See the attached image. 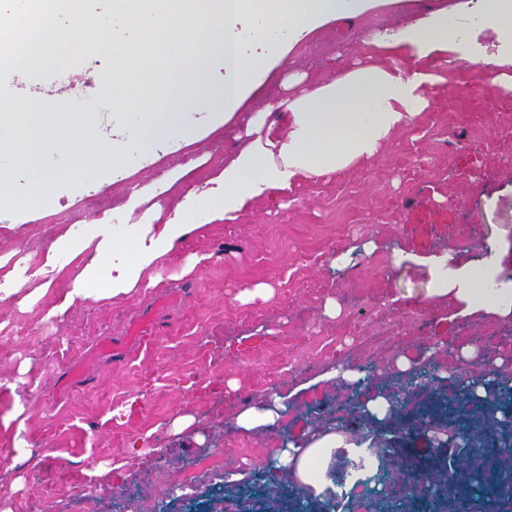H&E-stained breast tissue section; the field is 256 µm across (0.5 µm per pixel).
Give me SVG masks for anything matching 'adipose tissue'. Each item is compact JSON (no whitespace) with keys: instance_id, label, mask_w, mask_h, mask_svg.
I'll return each mask as SVG.
<instances>
[{"instance_id":"obj_1","label":"adipose tissue","mask_w":512,"mask_h":512,"mask_svg":"<svg viewBox=\"0 0 512 512\" xmlns=\"http://www.w3.org/2000/svg\"><path fill=\"white\" fill-rule=\"evenodd\" d=\"M398 0H114V10L138 29L127 40L110 31L120 63L102 76L112 100L106 123L76 122L64 104L43 97L22 99L17 111L0 114V218L22 225L24 205L55 202L53 185L83 174L120 181L180 151L199 137L239 122L238 147L223 168L202 180L198 159L162 173L154 192L168 206H152L142 224H69L55 234L37 266L0 255V302L19 305L45 296L62 276L71 286L56 297L48 317L65 316L89 303L106 304L156 287L159 267L192 237L215 223L238 221L258 204L287 195L303 182H325L367 163L393 136L429 107L428 92L442 83L436 56L462 50L456 23L438 11L396 28L375 30L362 66L337 71L295 94L287 86L267 96L256 111L240 114L253 92L274 80L281 62L302 40L336 20H352ZM407 63H399L402 55ZM393 65L379 63V56ZM180 67L169 73L165 61ZM223 63L220 89L210 86L212 61ZM65 150L71 171L51 167ZM38 166L25 204L13 197L15 173ZM500 253L489 242L478 264H459L451 252L433 256V298H452L459 316L512 318V281L499 276ZM375 437L327 426L279 448L275 471L322 496L334 485L325 474L336 450L350 456L378 447Z\"/></svg>"}]
</instances>
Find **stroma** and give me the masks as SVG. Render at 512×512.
Returning <instances> with one entry per match:
<instances>
[{"instance_id": "stroma-1", "label": "stroma", "mask_w": 512, "mask_h": 512, "mask_svg": "<svg viewBox=\"0 0 512 512\" xmlns=\"http://www.w3.org/2000/svg\"><path fill=\"white\" fill-rule=\"evenodd\" d=\"M366 23H328L289 53L285 71L318 79L335 73L362 47ZM462 39L473 56L512 49L479 19L466 20ZM117 65L104 42L54 68L18 60L16 69L0 70V109L41 93L99 112L98 79ZM439 67L447 81L431 90L430 108L370 162L299 184L285 207L262 205L240 223L189 239L183 254L210 255L193 274L181 275V260H173L158 287L60 319L46 312L55 293L69 288L64 277L54 294L27 307L0 303V482L10 487L0 510L80 512L90 470L101 473L110 512H374L381 496L400 506L418 501L422 474L445 453L431 432L410 436L395 422L371 467L380 478L375 491L319 499L264 461L286 439L340 418L373 432L352 413L350 398L434 370L422 340L441 342L457 375L471 377L479 366L460 355L466 336L512 325L493 316L471 322L457 316L451 299L427 296V256L450 249L464 263L481 258L488 240L512 246V93L466 61ZM237 131L230 124L128 179H92L53 207L28 208L22 231L0 226V254L40 257L52 230L111 216L131 188L148 186L179 158H201L196 176L208 177L222 169ZM342 186L356 210L351 223L339 220ZM399 250L412 261L394 265ZM259 283L270 284L273 296L242 302L241 292ZM329 298L340 310L333 319L322 314ZM357 319L367 330L355 336L348 327ZM141 323L155 330L143 352L130 335ZM401 356L411 361L408 371L395 366ZM340 362L359 369L357 387L323 381ZM270 390L283 397L286 413L272 426L240 428L237 414ZM185 414L195 426L174 436L171 423ZM130 441L143 451L122 459ZM214 454L223 468L184 485L185 474ZM228 470L241 476L237 491L224 487Z\"/></svg>"}]
</instances>
